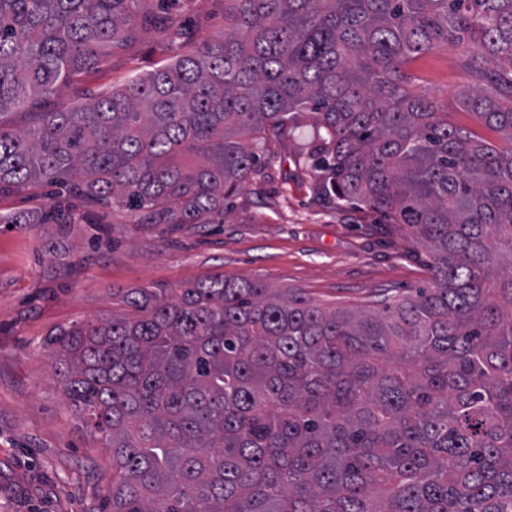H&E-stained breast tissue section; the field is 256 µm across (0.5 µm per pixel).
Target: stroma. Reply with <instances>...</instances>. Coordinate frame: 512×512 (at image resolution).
Masks as SVG:
<instances>
[{"mask_svg": "<svg viewBox=\"0 0 512 512\" xmlns=\"http://www.w3.org/2000/svg\"><path fill=\"white\" fill-rule=\"evenodd\" d=\"M168 26L137 25L99 68L51 98L74 102L169 65L224 32V0H146ZM455 47L409 66L419 89L458 124L472 78ZM312 118L264 145L261 172L224 209L220 224H142L129 211L85 206L56 186L0 193V213L69 204L77 224H0V512H102L112 465L101 435L78 422L58 388L42 342L74 320L112 310L120 288H183L214 276L298 288L328 305L360 310L428 287L427 257L407 229L325 197Z\"/></svg>", "mask_w": 512, "mask_h": 512, "instance_id": "stroma-1", "label": "stroma"}]
</instances>
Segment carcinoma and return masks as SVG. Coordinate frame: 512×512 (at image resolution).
I'll use <instances>...</instances> for the list:
<instances>
[{"mask_svg":"<svg viewBox=\"0 0 512 512\" xmlns=\"http://www.w3.org/2000/svg\"><path fill=\"white\" fill-rule=\"evenodd\" d=\"M142 2L0 0V190L68 180L147 224H215L260 173L254 146L309 111L324 194L409 229L432 287L353 311L215 276L56 328L57 384L112 452L105 508L512 512V149L407 71L463 47L461 108L512 142V0H224L200 50L8 128L126 41Z\"/></svg>","mask_w":512,"mask_h":512,"instance_id":"1","label":"carcinoma"}]
</instances>
